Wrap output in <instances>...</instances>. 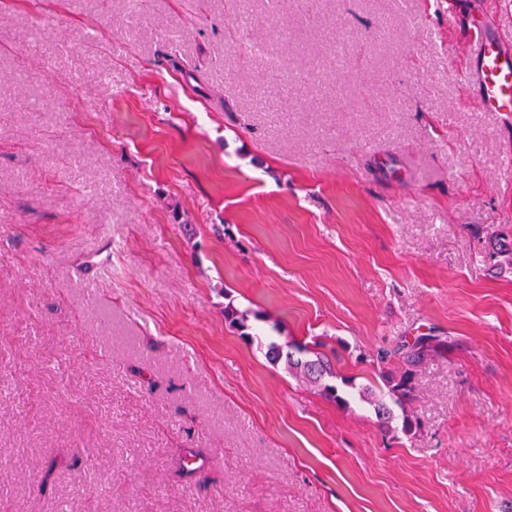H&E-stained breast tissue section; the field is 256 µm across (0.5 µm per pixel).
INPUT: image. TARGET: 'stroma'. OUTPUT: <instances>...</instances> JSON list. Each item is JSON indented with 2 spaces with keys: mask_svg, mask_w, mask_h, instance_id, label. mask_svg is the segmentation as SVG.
I'll list each match as a JSON object with an SVG mask.
<instances>
[{
  "mask_svg": "<svg viewBox=\"0 0 512 512\" xmlns=\"http://www.w3.org/2000/svg\"><path fill=\"white\" fill-rule=\"evenodd\" d=\"M479 10L512 37V0H0V512H512ZM428 331L407 433L359 389ZM265 347V356L270 362L279 363L284 360L289 371L317 387L326 398L342 402L343 397L338 394L337 387L326 380L336 377V373L320 353L310 350L306 345L288 341L284 344L271 341ZM310 354L315 358L309 357Z\"/></svg>",
  "mask_w": 512,
  "mask_h": 512,
  "instance_id": "obj_1",
  "label": "stroma"
}]
</instances>
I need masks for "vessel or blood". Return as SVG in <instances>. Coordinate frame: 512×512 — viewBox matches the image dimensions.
<instances>
[{
  "mask_svg": "<svg viewBox=\"0 0 512 512\" xmlns=\"http://www.w3.org/2000/svg\"><path fill=\"white\" fill-rule=\"evenodd\" d=\"M474 65L464 74L485 112H512V46L499 37L479 34L470 41Z\"/></svg>",
  "mask_w": 512,
  "mask_h": 512,
  "instance_id": "1",
  "label": "vessel or blood"
}]
</instances>
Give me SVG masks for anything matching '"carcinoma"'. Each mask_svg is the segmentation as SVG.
Returning <instances> with one entry per match:
<instances>
[{
	"label": "carcinoma",
	"mask_w": 512,
	"mask_h": 512,
	"mask_svg": "<svg viewBox=\"0 0 512 512\" xmlns=\"http://www.w3.org/2000/svg\"><path fill=\"white\" fill-rule=\"evenodd\" d=\"M447 347L446 340L428 333L410 340L403 338L393 349L378 352L374 387H367L362 393L373 404L375 413L382 422L388 423L393 419L391 405L402 409L404 404L413 399L411 376L415 369L427 356L440 353ZM265 356L272 363L285 362L289 371L317 387L326 398L338 403L345 402L338 394L337 387L328 382L336 373L320 353L296 342L287 341L281 344L271 341L266 345Z\"/></svg>",
	"instance_id": "1"
}]
</instances>
